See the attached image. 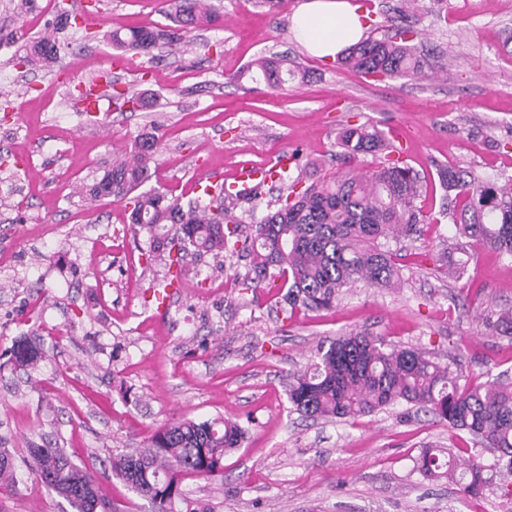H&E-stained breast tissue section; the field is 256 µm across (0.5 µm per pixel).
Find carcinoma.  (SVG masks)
Returning <instances> with one entry per match:
<instances>
[{"mask_svg":"<svg viewBox=\"0 0 512 512\" xmlns=\"http://www.w3.org/2000/svg\"><path fill=\"white\" fill-rule=\"evenodd\" d=\"M174 8L173 25L132 27L103 35L115 49L149 56L166 43L191 44L190 33L211 23L216 9L210 0H166ZM59 7L58 24L27 41L19 64L43 67L60 53L56 33L67 25ZM414 29L391 25L382 38L372 35L348 47L337 59L365 77L421 76L414 57ZM267 86L283 87L306 78V72L283 68L275 59L259 64ZM158 140L135 141L127 159L115 161L93 183L83 186L86 199L112 196L129 211L133 230L144 232L149 252H165L168 270L163 288L174 286L180 271H172L193 249L216 256L236 249L232 232L222 225L235 223L224 205H214L202 193L182 205L159 186L150 185V161ZM336 145L348 159L383 155L368 174L350 170L330 180L301 185L295 178L288 194L278 198L260 223L254 225L250 269L234 279L244 290L276 282L287 289L290 308L302 304L329 308L342 289L356 283L370 288H393L400 281L399 250L391 248L417 235L426 215L421 205L418 174L388 150L385 132L368 123L346 124ZM441 186L466 199L454 216L456 235L471 247H483L512 258V177L501 184L467 169L444 165L438 169ZM43 348L20 342L13 349L15 364L35 367ZM451 364L434 361L415 348L393 346L365 332H351L320 346L317 360L292 376L288 402L299 415L343 419L369 415L386 407L412 405L433 413L454 429L465 431L498 452L492 465L460 459L451 448L425 447L416 470L428 479L446 478L459 491L477 497L493 486L512 500V483L496 481L503 466L512 470V383L499 378L461 384ZM245 430L231 419L183 420L158 428L149 445L112 461V474L151 504L152 512H215L191 507L182 476L224 479V455L238 447ZM28 469L48 491L64 499L73 512H112V503L99 494L90 471L74 463L64 449L50 445L27 449ZM15 457L0 448V487L15 486Z\"/></svg>","mask_w":512,"mask_h":512,"instance_id":"obj_1","label":"carcinoma"}]
</instances>
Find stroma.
<instances>
[{
    "instance_id": "35a3bbf8",
    "label": "stroma",
    "mask_w": 512,
    "mask_h": 512,
    "mask_svg": "<svg viewBox=\"0 0 512 512\" xmlns=\"http://www.w3.org/2000/svg\"><path fill=\"white\" fill-rule=\"evenodd\" d=\"M300 2L212 0L220 20L194 32L196 49L154 50L145 81L134 68L113 72L118 88L155 93L154 112L108 96L90 116L76 99L114 55L103 33L168 25L161 0H109L104 17L89 0H64L77 24L59 33L52 71L15 65L16 45L0 44V90L24 97L0 122V155L14 165L0 181V447L20 459L46 437L89 468L117 512H150L113 476L112 456L146 447L166 422L223 417L246 430L224 457L223 480L182 481L216 512H512L496 491L464 496L415 471L429 442L496 459L432 414L398 405L313 421L287 398L318 346L353 331L454 361L470 382L512 380V336L495 327L497 311L512 307V259L476 247L463 276L442 264L461 200L437 176L442 165L512 175V0H371L376 20L418 31L424 71L377 82L306 52L291 31ZM261 56L311 77L269 89L247 70ZM349 122L401 141L423 180L427 219L401 245L399 287L358 284L326 310L298 307L288 318L283 289L242 290L228 274L247 271L241 250L187 255L188 274L158 313L152 294L165 269L146 263V238L123 203L74 192L149 133L160 143L155 184L184 202L199 168L268 165L289 152L299 155L291 174L309 182L351 166L372 171L376 156L338 153ZM30 337L44 358L28 373L10 351ZM0 512L71 508L21 466L15 490H0Z\"/></svg>"
}]
</instances>
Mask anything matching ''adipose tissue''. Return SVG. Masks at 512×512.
<instances>
[{
    "mask_svg": "<svg viewBox=\"0 0 512 512\" xmlns=\"http://www.w3.org/2000/svg\"><path fill=\"white\" fill-rule=\"evenodd\" d=\"M292 29L311 54L332 60L357 43L365 27L351 0H301L292 17Z\"/></svg>",
    "mask_w": 512,
    "mask_h": 512,
    "instance_id": "obj_1",
    "label": "adipose tissue"
}]
</instances>
